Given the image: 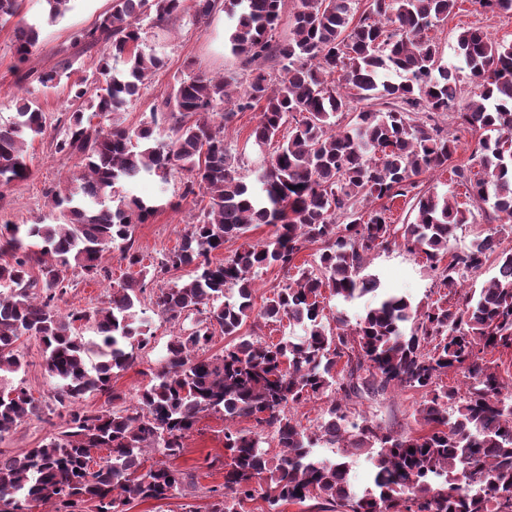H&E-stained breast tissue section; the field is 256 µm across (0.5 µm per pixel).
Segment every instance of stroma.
I'll use <instances>...</instances> for the list:
<instances>
[{
	"label": "stroma",
	"mask_w": 512,
	"mask_h": 512,
	"mask_svg": "<svg viewBox=\"0 0 512 512\" xmlns=\"http://www.w3.org/2000/svg\"><path fill=\"white\" fill-rule=\"evenodd\" d=\"M111 5L112 0H73L71 10L63 18L51 24L43 23L38 46L27 63L28 68L43 71L67 66L71 69L72 78L92 76L104 55V48L75 44L74 35L92 27ZM230 27L228 17L219 13L200 25L184 21L170 31L144 28V50L164 56L167 66L159 71L152 83L142 90L140 98L125 112L126 124L136 125L148 120L152 106L160 104L175 81L189 73H234L237 61L224 46ZM469 27L482 28L498 41H512V15L485 12L472 0H459L457 9L447 22L431 32L444 62H456V37ZM18 75L11 48V30L0 28V123L7 122L14 114L18 90L22 87L29 89L32 100L50 120L45 134L27 144L30 177L0 190V225L7 222L51 224L58 212L49 206L48 191L79 173L77 159L54 150V139L59 131L56 121L72 112L73 105L66 89H46L33 80L21 84L17 81ZM259 118L256 112H240L225 128L226 141L242 158L240 173L245 177L250 176L263 159L262 154L247 141ZM186 178V172L177 170L166 187H158L149 177L133 185V193L144 199L161 193L172 203L171 208L159 212L149 223L134 228L133 248L142 256V264L128 266L121 258L120 245L110 246L102 258L103 266L110 272L109 277L93 278L78 269L70 271L73 286L59 303L61 312L102 306L108 298L111 283L115 281L142 278L148 291L152 292L188 279L190 271L186 268L166 273L159 270L163 256L179 246L188 224L193 223L198 214L192 205L179 201ZM367 271L378 276L384 288L406 296L412 304L423 306L438 296L436 271L425 259L405 248L374 251L368 258ZM142 309L141 319L151 334V342L146 349L139 351L134 365L113 376L112 385L120 395L119 400L110 404L104 396L89 393L80 401L84 409L93 411L111 406L118 410L133 404L138 389L148 382L150 372L157 368L173 328L150 304H143ZM18 347L24 356L23 367L12 374L11 379L39 400L41 410L0 437V452L8 455H20L41 446L64 422L53 398L54 382L45 371L42 344L37 339L24 337L19 340ZM421 400L420 392L392 387L379 396L354 402L351 410L354 415L367 417L394 433L414 435L421 428L416 419ZM224 427L222 414L202 416L185 441L183 455L173 459V466L195 476V487L186 496L160 501L135 500L127 505L126 512H209L211 499L208 491L223 484L224 472L209 467L208 461L225 452Z\"/></svg>",
	"instance_id": "35a3bbf8"
}]
</instances>
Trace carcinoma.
Here are the masks:
<instances>
[{"label":"carcinoma","instance_id":"1","mask_svg":"<svg viewBox=\"0 0 512 512\" xmlns=\"http://www.w3.org/2000/svg\"><path fill=\"white\" fill-rule=\"evenodd\" d=\"M457 0H367L355 15L352 0H112L99 23L76 39L103 44L99 67L105 86L57 69L40 73L43 87L64 86L77 108L63 120L55 152L77 158L78 189L66 182L50 191L59 210L54 224H6L0 247L12 261L0 264V373L23 366L16 342L34 337L44 346L46 371L55 380L54 400L65 427L50 441L22 455L0 453V512H27L47 504L50 512H124L132 500H164L192 485L191 475L170 465L198 420L220 413L230 461L224 484L209 489L210 512H239L260 497L270 509L322 498L340 512H512V389L500 364L487 358L512 351V251L492 227L462 252L449 243L472 212L448 193L418 191L415 177L448 167L455 145L433 116L454 111L455 123L481 133L472 160L451 173L467 187L477 208L512 220V42H498L479 27L457 35L461 65L441 64L429 32L453 12ZM23 0H0V27L21 14ZM224 13L233 25L230 52L245 76L243 92L231 89L237 76L198 71L180 79L150 112V121L130 127L116 119L140 96L165 60L141 48L142 23L156 27L189 19L194 24ZM288 16V39L278 27ZM39 41L34 23L12 28V49L24 63ZM123 60L125 68L112 66ZM281 66L283 76L265 63ZM468 70L481 88L478 99L461 95L459 74ZM90 109L109 124L84 118ZM260 112L249 135L258 147L277 143L254 189L237 173L224 139L238 112ZM351 114L336 128V117ZM168 127L164 141L154 126ZM47 127L45 113L20 98L13 119L0 123V188L30 175L24 150ZM189 177L181 200L199 208L177 249L160 271L190 267L187 281L149 295L167 321L201 316L189 333L173 335L159 369L151 372L136 402L122 410L88 412L87 393L107 402L119 398L112 376L132 366L150 336L134 326L146 286L112 283L108 302L90 310L59 311L68 293L69 270L96 277L105 248L126 243L122 259L141 264L130 241L137 224L161 209L128 195L126 186L143 174L162 183L172 171ZM412 196L415 222L393 228L382 206L356 207L361 200ZM254 224L273 227L264 242L244 243L215 261L224 243L246 237ZM308 243L322 245L314 269L302 268L253 312L255 279L265 268L290 269ZM402 246L425 256L439 271L444 295L423 307L404 296L383 294L349 324L328 321L318 301L321 289L350 302L377 294L380 283L365 275L374 250ZM445 267H440L443 259ZM497 275L478 289L464 288V275L487 261ZM39 275H30L33 266ZM264 323L284 320L304 335L278 342L242 334L251 314ZM89 324L96 338L79 329ZM229 339L220 355H205L215 333ZM453 372L463 385L441 383ZM410 388L424 397L419 415L428 430L403 436L368 420L350 421V404L389 387ZM308 399L325 401L323 419L312 431L290 410ZM25 387L0 381V437L38 412ZM251 419L259 431L233 429ZM277 441L270 451L264 430ZM342 449L335 460L314 448ZM105 448L108 454L94 458ZM163 460L144 467L145 455ZM364 452L372 464L371 486L357 492L347 458Z\"/></svg>","mask_w":512,"mask_h":512}]
</instances>
